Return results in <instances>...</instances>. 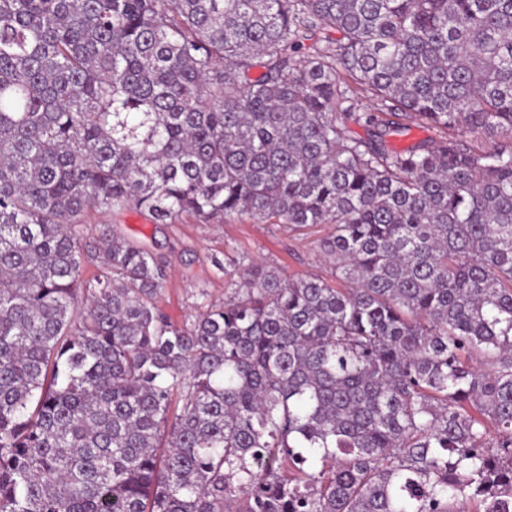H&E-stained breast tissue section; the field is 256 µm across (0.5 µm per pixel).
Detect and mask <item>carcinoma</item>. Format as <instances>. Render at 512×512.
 I'll use <instances>...</instances> for the list:
<instances>
[{"label":"carcinoma","mask_w":512,"mask_h":512,"mask_svg":"<svg viewBox=\"0 0 512 512\" xmlns=\"http://www.w3.org/2000/svg\"><path fill=\"white\" fill-rule=\"evenodd\" d=\"M131 208L336 284L179 327ZM0 512H512V0H0Z\"/></svg>","instance_id":"carcinoma-1"}]
</instances>
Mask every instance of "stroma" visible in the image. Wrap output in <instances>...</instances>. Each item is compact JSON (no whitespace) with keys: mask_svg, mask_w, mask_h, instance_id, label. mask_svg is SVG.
Returning a JSON list of instances; mask_svg holds the SVG:
<instances>
[{"mask_svg":"<svg viewBox=\"0 0 512 512\" xmlns=\"http://www.w3.org/2000/svg\"><path fill=\"white\" fill-rule=\"evenodd\" d=\"M105 226L166 264L159 304L180 326L190 324L209 305L223 303L226 278L215 262L227 253L238 260L234 270L238 277L249 267L262 265L287 275L335 278L317 249L318 239L330 231L326 224L303 232L285 224H256L245 216L221 224H200L187 217L178 224H154L136 210L114 216L91 210L76 230L83 238L93 239Z\"/></svg>","mask_w":512,"mask_h":512,"instance_id":"35a3bbf8","label":"stroma"}]
</instances>
